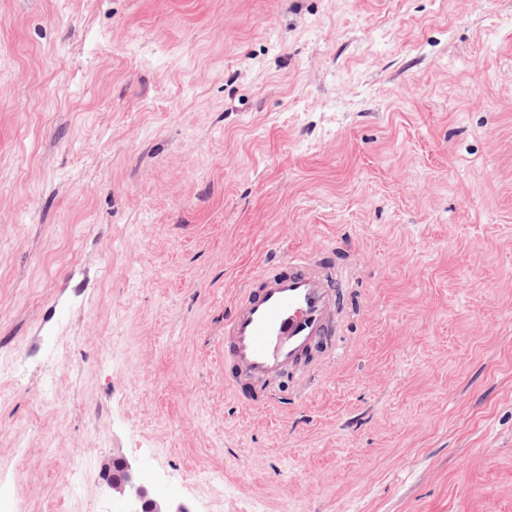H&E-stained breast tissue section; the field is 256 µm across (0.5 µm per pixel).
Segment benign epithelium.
Returning <instances> with one entry per match:
<instances>
[{
    "mask_svg": "<svg viewBox=\"0 0 512 512\" xmlns=\"http://www.w3.org/2000/svg\"><path fill=\"white\" fill-rule=\"evenodd\" d=\"M106 484L118 512H189L181 504L157 497L139 480L136 468L124 458H115L105 466Z\"/></svg>",
    "mask_w": 512,
    "mask_h": 512,
    "instance_id": "benign-epithelium-1",
    "label": "benign epithelium"
}]
</instances>
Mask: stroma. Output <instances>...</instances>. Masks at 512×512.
Masks as SVG:
<instances>
[{
  "instance_id": "35a3bbf8",
  "label": "stroma",
  "mask_w": 512,
  "mask_h": 512,
  "mask_svg": "<svg viewBox=\"0 0 512 512\" xmlns=\"http://www.w3.org/2000/svg\"><path fill=\"white\" fill-rule=\"evenodd\" d=\"M291 252L341 331L246 412L224 317ZM116 457L190 512H512V0H0V512H112Z\"/></svg>"
}]
</instances>
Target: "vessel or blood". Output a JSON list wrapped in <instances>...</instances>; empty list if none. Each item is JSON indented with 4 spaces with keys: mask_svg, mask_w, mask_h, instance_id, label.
Returning <instances> with one entry per match:
<instances>
[{
    "mask_svg": "<svg viewBox=\"0 0 512 512\" xmlns=\"http://www.w3.org/2000/svg\"><path fill=\"white\" fill-rule=\"evenodd\" d=\"M335 299L332 278L307 254L268 261L246 278L224 321V364L243 409L265 399L271 382L319 342L334 338Z\"/></svg>",
    "mask_w": 512,
    "mask_h": 512,
    "instance_id": "b4317fda",
    "label": "vessel or blood"
}]
</instances>
